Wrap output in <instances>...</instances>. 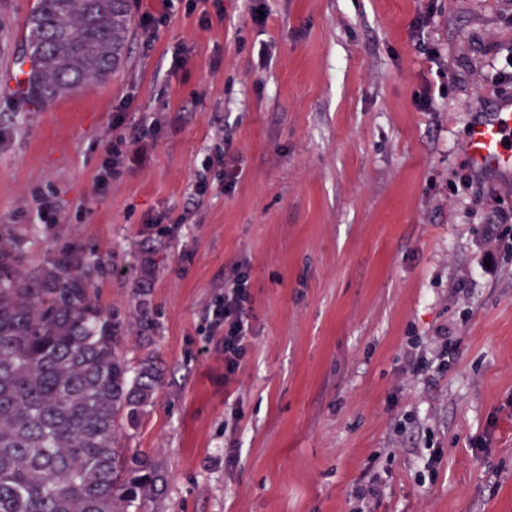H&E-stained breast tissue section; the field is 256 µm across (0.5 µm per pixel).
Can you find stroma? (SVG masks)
Returning a JSON list of instances; mask_svg holds the SVG:
<instances>
[{"instance_id":"35a3bbf8","label":"stroma","mask_w":512,"mask_h":512,"mask_svg":"<svg viewBox=\"0 0 512 512\" xmlns=\"http://www.w3.org/2000/svg\"><path fill=\"white\" fill-rule=\"evenodd\" d=\"M34 3L0 0V224L37 225L39 263L80 241L104 304L149 290L152 337L131 322L125 348L163 369L127 442L162 466L151 512H352L375 472L373 512H512V182L465 148L512 100L495 80L512 0H262V26L253 0H132L125 63L45 106L18 79ZM425 8L437 65L410 28ZM227 135L229 193L203 168ZM238 264L252 339L228 378L206 309ZM413 355L428 374L406 373Z\"/></svg>"}]
</instances>
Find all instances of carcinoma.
<instances>
[{"mask_svg": "<svg viewBox=\"0 0 512 512\" xmlns=\"http://www.w3.org/2000/svg\"><path fill=\"white\" fill-rule=\"evenodd\" d=\"M130 0H35L21 64L44 105L126 58ZM28 230L0 225V512H132L160 491L158 461L123 448L152 406L162 367L124 352L130 321L99 300L103 264L65 243L43 264ZM144 332L149 293H138Z\"/></svg>", "mask_w": 512, "mask_h": 512, "instance_id": "cac0c4a2", "label": "carcinoma"}]
</instances>
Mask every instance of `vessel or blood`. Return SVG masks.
<instances>
[{"label": "vessel or blood", "instance_id": "obj_1", "mask_svg": "<svg viewBox=\"0 0 512 512\" xmlns=\"http://www.w3.org/2000/svg\"><path fill=\"white\" fill-rule=\"evenodd\" d=\"M512 103L505 102L492 114L474 122L467 135V152L476 170L512 174Z\"/></svg>", "mask_w": 512, "mask_h": 512}]
</instances>
